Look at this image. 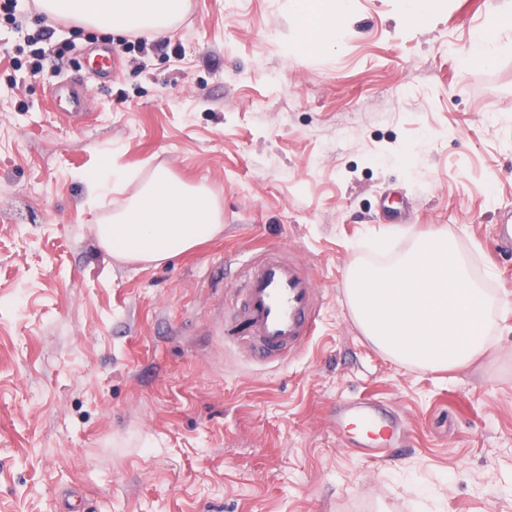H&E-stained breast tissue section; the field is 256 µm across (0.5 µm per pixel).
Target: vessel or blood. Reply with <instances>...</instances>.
I'll return each instance as SVG.
<instances>
[{
	"instance_id": "1",
	"label": "vessel or blood",
	"mask_w": 512,
	"mask_h": 512,
	"mask_svg": "<svg viewBox=\"0 0 512 512\" xmlns=\"http://www.w3.org/2000/svg\"><path fill=\"white\" fill-rule=\"evenodd\" d=\"M49 104L62 120L84 108L85 91L74 77L49 88ZM245 285L234 308L244 324L253 357L283 360L299 352L314 331L321 290L307 267L270 250L244 265ZM337 425L361 440H391L401 430L397 413L368 399L338 405Z\"/></svg>"
}]
</instances>
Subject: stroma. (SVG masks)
Listing matches in <instances>:
<instances>
[{
    "label": "stroma",
    "instance_id": "stroma-1",
    "mask_svg": "<svg viewBox=\"0 0 512 512\" xmlns=\"http://www.w3.org/2000/svg\"><path fill=\"white\" fill-rule=\"evenodd\" d=\"M187 3L161 50L0 19V512H512V306L489 357L434 372L375 350L345 285L388 229L399 253L444 231L512 299V28L491 27L512 0H324L336 41L310 48L290 0ZM485 29L496 56L469 68ZM96 48L116 73L59 121L50 82ZM105 163L126 180L88 199ZM160 165L213 192L224 230L123 263L98 227ZM268 249L323 300L312 340L261 365L224 315ZM363 397L402 417L396 456L339 438L337 402Z\"/></svg>",
    "mask_w": 512,
    "mask_h": 512
}]
</instances>
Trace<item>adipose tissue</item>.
Wrapping results in <instances>:
<instances>
[{"mask_svg": "<svg viewBox=\"0 0 512 512\" xmlns=\"http://www.w3.org/2000/svg\"><path fill=\"white\" fill-rule=\"evenodd\" d=\"M49 16H66L113 33H171L184 0H41ZM221 212L210 191L188 184L164 167L129 198L116 202L100 225V246L120 261L159 265L219 235Z\"/></svg>", "mask_w": 512, "mask_h": 512, "instance_id": "adipose-tissue-1", "label": "adipose tissue"}]
</instances>
